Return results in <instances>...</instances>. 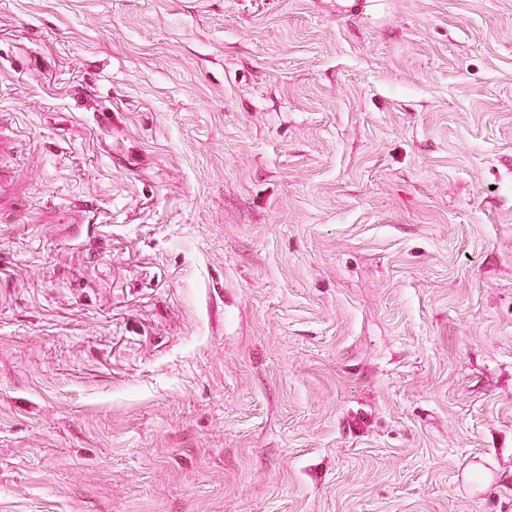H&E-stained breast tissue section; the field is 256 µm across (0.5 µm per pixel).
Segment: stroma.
I'll use <instances>...</instances> for the list:
<instances>
[{
  "mask_svg": "<svg viewBox=\"0 0 512 512\" xmlns=\"http://www.w3.org/2000/svg\"><path fill=\"white\" fill-rule=\"evenodd\" d=\"M0 0V512H512V0Z\"/></svg>",
  "mask_w": 512,
  "mask_h": 512,
  "instance_id": "stroma-1",
  "label": "stroma"
}]
</instances>
